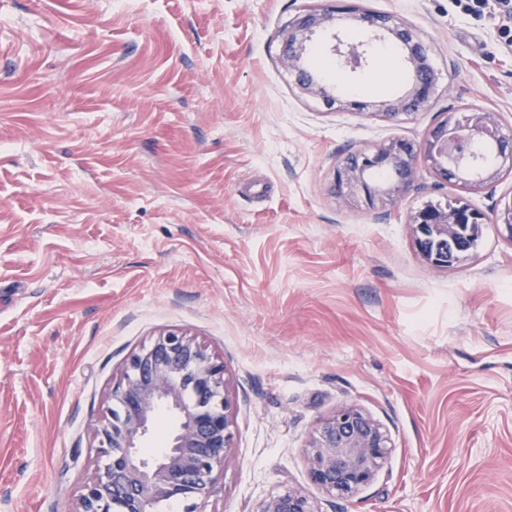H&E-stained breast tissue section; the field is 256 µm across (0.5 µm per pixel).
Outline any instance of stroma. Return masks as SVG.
I'll list each match as a JSON object with an SVG mask.
<instances>
[{
  "mask_svg": "<svg viewBox=\"0 0 512 512\" xmlns=\"http://www.w3.org/2000/svg\"><path fill=\"white\" fill-rule=\"evenodd\" d=\"M314 0H0V512H72L128 357L158 335L225 368L234 439L205 512H257L293 487L319 512H512V240L495 224L430 268L411 215L493 214L512 173L470 191L419 166L376 208L330 190L336 164L423 139L445 111L512 126V40L497 0H364L409 24L439 73L432 106L389 120L327 109L281 61ZM317 32L319 77L372 104ZM353 403L392 453L351 498L304 447Z\"/></svg>",
  "mask_w": 512,
  "mask_h": 512,
  "instance_id": "1",
  "label": "stroma"
}]
</instances>
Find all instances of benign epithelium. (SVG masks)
Instances as JSON below:
<instances>
[{
    "label": "benign epithelium",
    "mask_w": 512,
    "mask_h": 512,
    "mask_svg": "<svg viewBox=\"0 0 512 512\" xmlns=\"http://www.w3.org/2000/svg\"><path fill=\"white\" fill-rule=\"evenodd\" d=\"M351 15L369 42L350 43L334 33L332 54L340 67L355 71L369 65V44L400 45L410 73L407 89L383 100L371 115L411 118L427 108L437 74L427 47L406 23L392 15L363 11L356 5L318 4L288 22L282 32V62L296 75L300 90L332 108L349 104L335 87L316 78L307 59L308 43L318 30L338 29L341 15ZM430 168L439 182L456 181L478 190L512 171V133H504L498 113L470 108L444 112L422 140L392 139L358 150L340 161L331 191L368 205L402 199L414 186L418 165ZM382 169L393 172L384 187L371 181ZM492 222L512 240V202L488 219L467 202L423 206L410 219L413 240L425 263L434 269L453 267L472 244L462 238L464 225ZM113 405L97 431L103 464L88 478L72 512H161L173 502L184 512H202L231 447L230 405L225 394L224 364L194 340L173 332L128 359L123 379L112 392ZM176 418L170 444L148 457L144 441L157 416ZM392 445L381 425L352 403L324 418L304 447L311 482L333 497H351L369 485L384 467ZM257 512H317L308 494L288 488L264 501Z\"/></svg>",
    "instance_id": "obj_1"
}]
</instances>
